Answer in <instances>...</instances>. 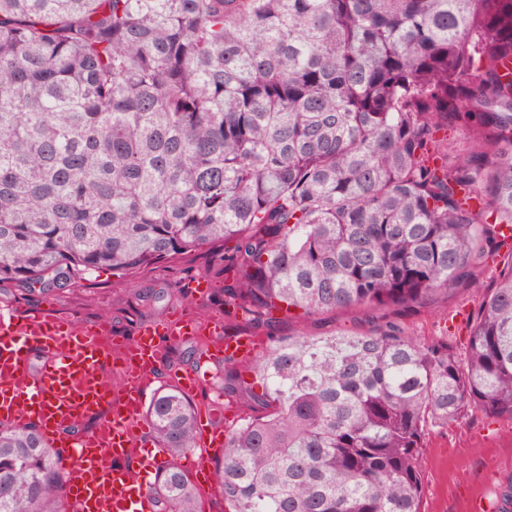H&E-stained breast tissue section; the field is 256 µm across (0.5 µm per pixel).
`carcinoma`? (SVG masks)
Segmentation results:
<instances>
[{
  "label": "carcinoma",
  "instance_id": "carcinoma-1",
  "mask_svg": "<svg viewBox=\"0 0 512 512\" xmlns=\"http://www.w3.org/2000/svg\"><path fill=\"white\" fill-rule=\"evenodd\" d=\"M509 55L512 0H0V284L51 295L233 243L224 317L270 343L208 366L215 409L242 410L215 464L224 512H420L427 427L512 420V257L465 354L390 319L480 287L512 226ZM349 309L369 328L292 335L274 315ZM196 413L165 385L145 417L177 458ZM151 491L156 512H202L175 461ZM66 496L39 428L0 423V512Z\"/></svg>",
  "mask_w": 512,
  "mask_h": 512
}]
</instances>
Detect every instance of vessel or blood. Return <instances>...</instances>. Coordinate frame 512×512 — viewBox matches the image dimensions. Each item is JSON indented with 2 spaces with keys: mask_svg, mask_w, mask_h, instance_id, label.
Wrapping results in <instances>:
<instances>
[{
  "mask_svg": "<svg viewBox=\"0 0 512 512\" xmlns=\"http://www.w3.org/2000/svg\"><path fill=\"white\" fill-rule=\"evenodd\" d=\"M98 324L75 326L44 313L0 311V422L33 424L59 448L66 473V512H154L152 481L168 464L167 449L135 431L143 391L161 362L158 341L177 343L210 335L205 361L252 358L257 340L228 336L222 324L195 322L183 313L140 326L126 345L140 360L127 395L104 387L98 365L107 351ZM42 366L30 370L33 355ZM200 454L186 466L199 488H211L212 466L224 446L223 413L201 408Z\"/></svg>",
  "mask_w": 512,
  "mask_h": 512,
  "instance_id": "1",
  "label": "vessel or blood"
}]
</instances>
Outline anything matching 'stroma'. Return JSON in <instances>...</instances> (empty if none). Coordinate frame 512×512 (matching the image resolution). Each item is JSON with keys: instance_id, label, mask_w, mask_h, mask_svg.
<instances>
[{"instance_id": "35a3bbf8", "label": "stroma", "mask_w": 512, "mask_h": 512, "mask_svg": "<svg viewBox=\"0 0 512 512\" xmlns=\"http://www.w3.org/2000/svg\"><path fill=\"white\" fill-rule=\"evenodd\" d=\"M489 249L488 261L474 272L479 288L463 287L446 303L394 314L405 336L422 344L440 339L457 353H464L470 328L477 320L480 291L493 287L504 261L512 254L495 243ZM223 252V244L206 245L176 263L148 267L127 282L103 269L46 299L36 294L19 296L14 285L4 283L0 285V305L12 304L21 313L48 311L83 323L101 321L108 323L114 334L129 337L140 325L180 308L179 303L163 301L138 312L130 289L176 287L180 278L197 277L217 265ZM419 467L422 512H472L474 500L500 496L504 485L512 481V420L473 409L459 421L430 427Z\"/></svg>"}]
</instances>
